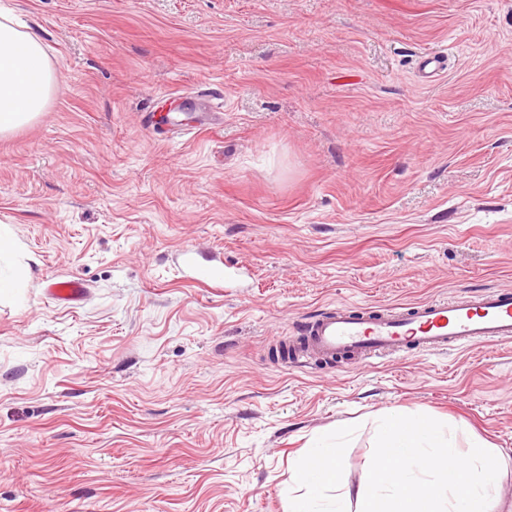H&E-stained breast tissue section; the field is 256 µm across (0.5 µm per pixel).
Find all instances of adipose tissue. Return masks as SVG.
Returning <instances> with one entry per match:
<instances>
[{
	"label": "adipose tissue",
	"instance_id": "1",
	"mask_svg": "<svg viewBox=\"0 0 512 512\" xmlns=\"http://www.w3.org/2000/svg\"><path fill=\"white\" fill-rule=\"evenodd\" d=\"M57 81L40 37L0 13V134L29 125L46 111ZM339 452L336 445H317L298 462L297 492L288 498V512H320L326 490L339 481Z\"/></svg>",
	"mask_w": 512,
	"mask_h": 512
}]
</instances>
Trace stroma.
Segmentation results:
<instances>
[{"mask_svg":"<svg viewBox=\"0 0 512 512\" xmlns=\"http://www.w3.org/2000/svg\"><path fill=\"white\" fill-rule=\"evenodd\" d=\"M59 68L0 136V512H288L347 422L357 489L380 416L465 422L503 460L512 343L300 371L272 348L326 307L512 288V0H0ZM444 56L422 80L423 55ZM206 85L224 110L158 141ZM247 268L216 290L176 266ZM81 278L75 306L46 280Z\"/></svg>","mask_w":512,"mask_h":512,"instance_id":"1","label":"stroma"}]
</instances>
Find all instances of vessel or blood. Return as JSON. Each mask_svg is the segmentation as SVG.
<instances>
[{
	"label": "vessel or blood",
	"instance_id": "1",
	"mask_svg": "<svg viewBox=\"0 0 512 512\" xmlns=\"http://www.w3.org/2000/svg\"><path fill=\"white\" fill-rule=\"evenodd\" d=\"M45 292L52 301L70 304L84 299L87 286L76 277L52 278ZM477 341H512V289L409 307L339 304L303 322L283 350L296 369L336 359L361 369L377 358L440 354L466 349Z\"/></svg>",
	"mask_w": 512,
	"mask_h": 512
}]
</instances>
